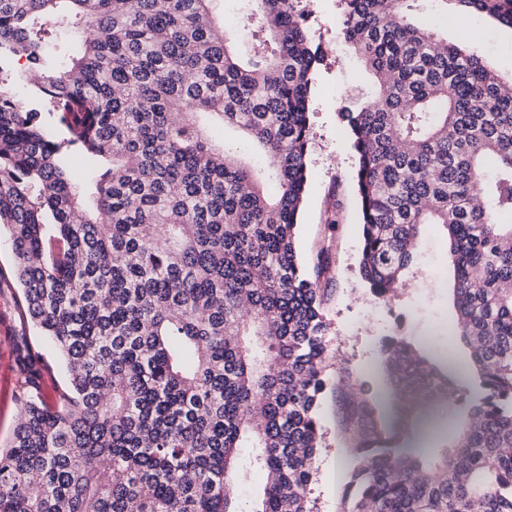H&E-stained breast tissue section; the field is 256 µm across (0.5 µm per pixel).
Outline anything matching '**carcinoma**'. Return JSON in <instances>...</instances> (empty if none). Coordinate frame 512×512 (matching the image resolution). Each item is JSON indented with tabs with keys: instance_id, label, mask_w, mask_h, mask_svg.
<instances>
[{
	"instance_id": "cac0c4a2",
	"label": "carcinoma",
	"mask_w": 512,
	"mask_h": 512,
	"mask_svg": "<svg viewBox=\"0 0 512 512\" xmlns=\"http://www.w3.org/2000/svg\"><path fill=\"white\" fill-rule=\"evenodd\" d=\"M265 36L240 46L212 0H0L12 81L0 90V230L52 365L22 356L20 419L0 448V512H240V449L266 474L252 512H313L329 325L295 229L323 60L301 0H247ZM512 28V0H428ZM342 35L374 90L339 112L358 158V272L380 298L443 228L455 327L484 396L445 448L398 445L364 399L344 512H512V77L450 44L411 0H344ZM54 24L75 37L46 53ZM217 117L218 143L199 117ZM104 160L86 199L68 151ZM257 150L268 164L244 154ZM383 366L402 419L455 386L404 336Z\"/></svg>"
}]
</instances>
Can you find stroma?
Returning <instances> with one entry per match:
<instances>
[{
    "instance_id": "35a3bbf8",
    "label": "stroma",
    "mask_w": 512,
    "mask_h": 512,
    "mask_svg": "<svg viewBox=\"0 0 512 512\" xmlns=\"http://www.w3.org/2000/svg\"><path fill=\"white\" fill-rule=\"evenodd\" d=\"M343 0H309L307 25L320 45L323 61L315 74L308 154V189L296 228L299 252L315 269L321 248H328L330 269L323 312L330 327L327 387L320 407V450L309 485L313 512H342L345 469L355 429L346 418L350 393L366 394L376 414L392 425L396 404L383 370L382 341L397 334L408 340L441 372L454 376L469 359L454 327L453 269L442 230L424 226L419 260L403 275L405 286L388 306L378 304L358 275L362 241L360 206L355 192L356 154L342 129L339 112L349 95L369 88L372 79L345 44ZM449 43L491 60L501 74H512V29L480 14L449 23ZM8 237L0 238V444H7L18 423L19 358L25 347L55 358L38 336L21 303ZM482 395L475 373L457 383L450 406H437L425 431H403L405 448H440L454 434V421Z\"/></svg>"
}]
</instances>
